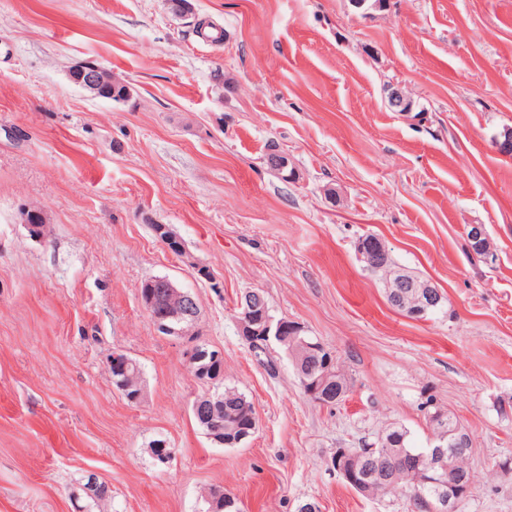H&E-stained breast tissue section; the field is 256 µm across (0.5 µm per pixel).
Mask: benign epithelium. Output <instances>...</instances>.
Returning <instances> with one entry per match:
<instances>
[{
    "instance_id": "1",
    "label": "benign epithelium",
    "mask_w": 512,
    "mask_h": 512,
    "mask_svg": "<svg viewBox=\"0 0 512 512\" xmlns=\"http://www.w3.org/2000/svg\"><path fill=\"white\" fill-rule=\"evenodd\" d=\"M74 83L88 91L92 96H103L104 88H112V95L127 96L130 87L114 75H104L103 68L93 64H79L70 71ZM387 106L394 112L407 113L411 110L410 97L399 87H390L387 93ZM266 166L276 175L294 178L295 171L290 167L288 153L274 147L267 154ZM21 223L25 225L32 237L42 238L41 220L44 215L41 211L25 208L21 212ZM386 287L398 288L402 291L409 289L419 294L420 305L407 309V313L414 319L426 317L427 309L433 307L441 298L435 286L428 281H422L410 276L404 271H396ZM142 305L148 313L155 329L162 335L185 339L192 343L187 352V362L191 365L209 360L213 365L224 371V351L206 343L197 342L200 307L197 299L188 291H184L168 278H153L144 284L140 292ZM264 300L261 292L248 291L239 298L236 314L239 335L242 336L257 351L267 352L270 346L280 341L281 337L288 335V330L298 333L303 330L301 325L288 327L282 320H277L259 312ZM310 353L324 355L320 372L310 373L303 379V385L308 396L317 404L323 403L324 387L332 375L336 357L324 347L316 343L303 342ZM468 484L464 481L448 484V495H440L435 501L429 503V512H453L455 503L468 494Z\"/></svg>"
}]
</instances>
